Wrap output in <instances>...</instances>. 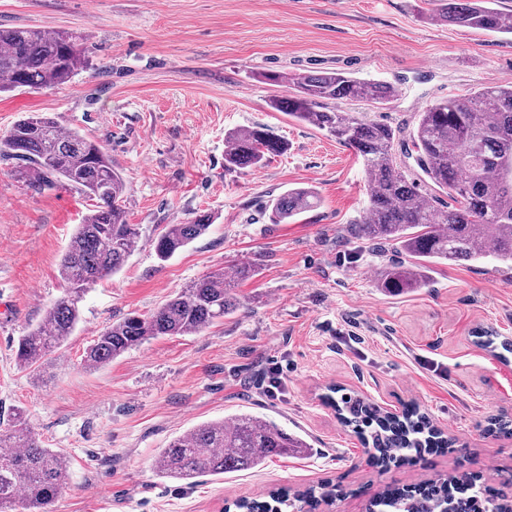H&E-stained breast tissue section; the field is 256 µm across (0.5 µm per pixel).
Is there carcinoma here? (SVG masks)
<instances>
[{"mask_svg":"<svg viewBox=\"0 0 512 512\" xmlns=\"http://www.w3.org/2000/svg\"><path fill=\"white\" fill-rule=\"evenodd\" d=\"M498 0H425L424 16L461 30L512 35V10L493 7ZM89 59L74 32L0 27V92L38 90L65 84ZM262 79L286 84L292 94L271 100V107L311 124L353 149L368 176L369 198L363 216L350 225V237L391 244L405 259L383 267L379 285L408 292L427 283L428 265L492 258L512 264V79L461 97L443 100L418 113L409 133L415 164L451 204L438 207L424 198L396 160V133L360 112L342 111L338 99L385 105L394 96L387 83L342 73L289 75L271 72ZM224 169L259 166L270 154H283L287 143L256 126L225 135ZM27 165L26 177L46 184L62 183L91 201L58 265L62 294L45 310L39 324L20 337L16 361L37 369L61 349L80 319L79 303L95 283L118 273L140 239L137 224L126 219V183L95 141L63 127L45 113L20 117L0 135V156ZM317 192L294 188L270 204L271 221L284 224L315 207ZM200 214L183 224H169L154 241L156 255L168 259L212 226ZM251 276L245 265L211 272L167 300L149 315L131 313L105 328L84 353V363L97 368L126 351L160 336L199 333L233 314L240 302L233 294L239 280ZM480 345L494 353L512 354V339L491 333ZM342 423L371 442L375 458L387 465L403 452L446 448L448 438L414 407L402 415H381L355 395L335 403ZM14 425L0 430V509L21 504L25 512H50L64 488L69 461L42 446L13 414ZM309 444L261 417L242 413L228 420L203 422L173 439L155 458L157 476L185 483L209 474L221 476L251 470L273 456L303 452ZM452 476L438 489L387 496L384 512H487L476 492L458 498ZM241 512H282L296 504L278 494L269 499H242Z\"/></svg>","mask_w":512,"mask_h":512,"instance_id":"1","label":"carcinoma"}]
</instances>
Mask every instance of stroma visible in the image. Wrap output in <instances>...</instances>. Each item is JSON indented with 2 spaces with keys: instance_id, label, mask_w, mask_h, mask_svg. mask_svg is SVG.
Segmentation results:
<instances>
[{
  "instance_id": "obj_1",
  "label": "stroma",
  "mask_w": 512,
  "mask_h": 512,
  "mask_svg": "<svg viewBox=\"0 0 512 512\" xmlns=\"http://www.w3.org/2000/svg\"><path fill=\"white\" fill-rule=\"evenodd\" d=\"M420 0H0V26L81 35L89 65L70 82L0 94V133L46 112L95 139L124 177L141 240L125 267L89 288L58 357L34 373L15 360L20 336L61 293L57 268L87 201L30 182L0 157V425L22 410L44 447L70 462L52 512H224L239 498L294 495L327 484L315 512H371L389 492L463 473L484 498L512 474V359L477 339H512V267L435 264L427 287L383 292L395 247L351 239L369 188L354 150L270 108L288 94L260 74L339 71L395 89L381 107L345 111L405 132L431 103L512 79V37L422 20ZM263 126L288 151L263 166L224 169L226 133ZM311 187L320 201L288 224L267 205ZM209 231L171 259L152 242L200 213ZM248 263L240 308L191 336H161L98 368L85 349L128 313L148 314L200 277ZM283 393L265 392L269 362ZM354 394L381 413L419 406L458 448L379 466L332 405ZM242 412L305 439V454L193 484L156 476L168 442Z\"/></svg>"
}]
</instances>
